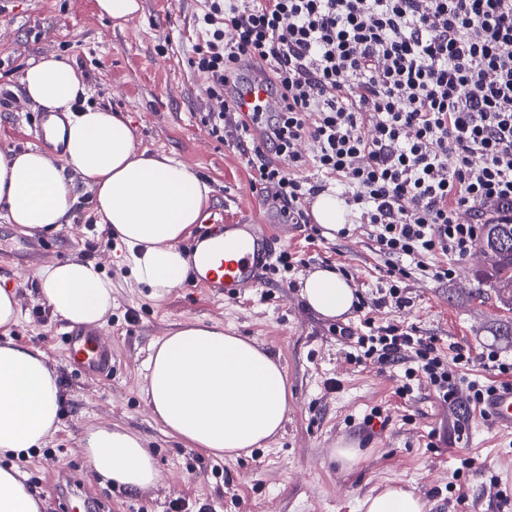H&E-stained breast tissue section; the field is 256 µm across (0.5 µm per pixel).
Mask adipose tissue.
I'll return each instance as SVG.
<instances>
[{
    "label": "adipose tissue",
    "mask_w": 512,
    "mask_h": 512,
    "mask_svg": "<svg viewBox=\"0 0 512 512\" xmlns=\"http://www.w3.org/2000/svg\"><path fill=\"white\" fill-rule=\"evenodd\" d=\"M28 100L69 111L65 154L54 161L36 148L0 150V216L31 232L70 223L79 198L76 183L94 194V212L130 251L137 282L161 297L185 280L187 259L176 243L203 219L208 188L185 164L138 150L135 133L111 109L81 105L85 86L78 70L55 56L41 57L24 72ZM38 293L51 313L76 326L104 322L112 311V283L92 260L55 261L38 274ZM301 296L314 311L338 319L353 307L351 284L318 268ZM21 307L0 288V512H41L15 461L41 447L58 428L62 401L59 373L46 354L13 341ZM144 392L167 433L192 447L233 458L261 447L288 416V388L279 363L256 341L222 326L192 323L152 346ZM82 446L93 470L130 490L153 486L159 471L144 440L112 425H92ZM362 512H424L412 492L391 486L367 496Z\"/></svg>",
    "instance_id": "adipose-tissue-1"
}]
</instances>
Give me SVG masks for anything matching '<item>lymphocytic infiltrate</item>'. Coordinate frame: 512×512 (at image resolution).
<instances>
[{"label":"lymphocytic infiltrate","instance_id":"obj_1","mask_svg":"<svg viewBox=\"0 0 512 512\" xmlns=\"http://www.w3.org/2000/svg\"><path fill=\"white\" fill-rule=\"evenodd\" d=\"M189 66L213 103L201 121L235 132L286 223L336 182L385 259V299L405 306L413 270L455 275L491 217L512 219V0H203ZM259 67L274 112L236 114L244 63ZM310 141L315 178L300 175ZM355 347L387 365L413 356L398 388L457 394L467 348L396 325Z\"/></svg>","mask_w":512,"mask_h":512}]
</instances>
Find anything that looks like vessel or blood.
<instances>
[{"mask_svg":"<svg viewBox=\"0 0 512 512\" xmlns=\"http://www.w3.org/2000/svg\"><path fill=\"white\" fill-rule=\"evenodd\" d=\"M256 104L265 112L275 107L274 100L258 82L253 83L237 107L247 112ZM68 121L69 116L64 112L36 113L32 123L33 136L53 154H63L64 142L59 131ZM218 237L224 240L220 266H203L196 270L195 276L198 286L206 288L213 297L230 298L240 288L258 284L261 271L269 266L273 257L270 227L226 217L219 209L209 214L197 241L190 243L189 248L197 250L199 242ZM64 354L67 362L90 377L103 375L111 367L112 351L94 328L65 332ZM482 411L496 426L512 429V386L492 393L484 401Z\"/></svg>","mask_w":512,"mask_h":512,"instance_id":"1","label":"vessel or blood"}]
</instances>
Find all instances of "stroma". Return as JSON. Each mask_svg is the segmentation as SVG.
<instances>
[{"mask_svg": "<svg viewBox=\"0 0 512 512\" xmlns=\"http://www.w3.org/2000/svg\"><path fill=\"white\" fill-rule=\"evenodd\" d=\"M124 26L100 15L96 0H0V150L30 147L36 105L23 101L21 78L31 59L62 58L81 72L86 102L121 112L139 149L164 153L190 167L209 189V209L243 211L280 223L267 194L252 191L251 170L231 140L211 137L201 122L206 84L187 64L200 32L199 0H140ZM71 223L40 232L45 263L67 257L97 261L112 282V312L100 326L112 341V370L92 379L64 358L61 332L40 300L36 265L0 263V285L15 289L21 317L15 342L44 351L62 383L57 431L18 468L43 512H80L85 495L99 512H361L368 494L390 485L412 491L425 512H512V430L477 411L440 400L429 388L411 401L397 392L400 367L351 358L347 330L356 312L329 320L311 310L300 287L314 269L345 267L356 293L372 300L386 287L384 260L362 224L346 235H311L292 224L274 238L275 251L301 263L288 280L263 273L256 288L218 300L186 282L163 297L132 275L129 252L94 224L92 192L77 185ZM455 278L437 282L414 272L408 304L373 311L376 325L416 327L439 346L459 344L473 356L493 350L512 359V304L492 289L476 296L480 251L456 261ZM188 323L218 324L249 339L282 367L288 386L283 430L251 455L217 457L168 434L142 391L153 343ZM107 420L141 436L159 469L157 484L131 491L98 476L81 446L84 430ZM340 447L354 460L335 456ZM474 461L472 469L462 459ZM465 493L466 505L455 502Z\"/></svg>", "mask_w": 512, "mask_h": 512, "instance_id": "35a3bbf8", "label": "stroma"}]
</instances>
